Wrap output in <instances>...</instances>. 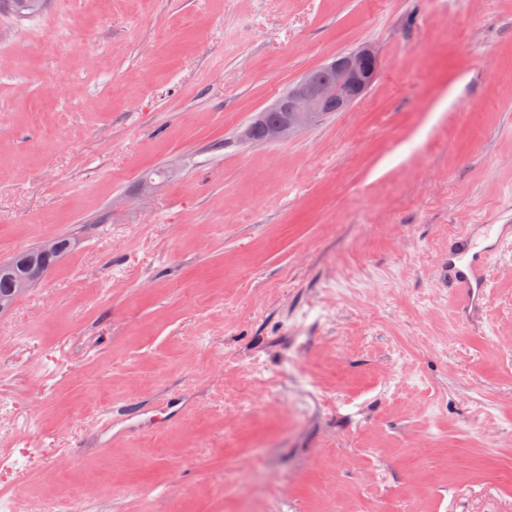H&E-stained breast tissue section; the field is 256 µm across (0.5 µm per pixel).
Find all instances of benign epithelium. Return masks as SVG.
Masks as SVG:
<instances>
[{"label":"benign epithelium","mask_w":512,"mask_h":512,"mask_svg":"<svg viewBox=\"0 0 512 512\" xmlns=\"http://www.w3.org/2000/svg\"><path fill=\"white\" fill-rule=\"evenodd\" d=\"M380 58L373 47L362 46L339 54L304 73L288 88V94L257 114L258 121L246 126L241 139L259 145L286 141L314 125L329 112H340L359 100L377 78ZM71 242L54 236L33 253L19 252L0 262V279L10 288L0 296V314L38 287L51 268L50 259L61 257Z\"/></svg>","instance_id":"1"}]
</instances>
